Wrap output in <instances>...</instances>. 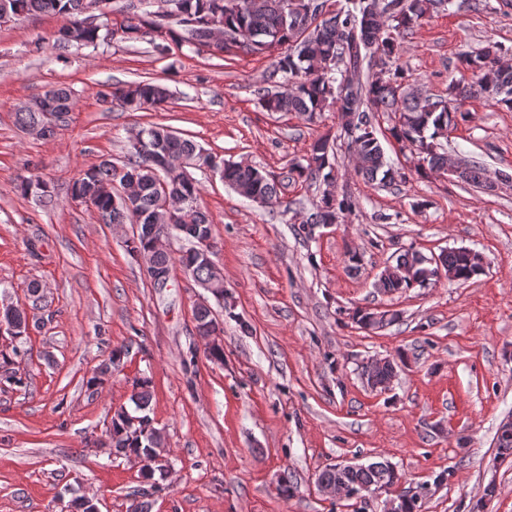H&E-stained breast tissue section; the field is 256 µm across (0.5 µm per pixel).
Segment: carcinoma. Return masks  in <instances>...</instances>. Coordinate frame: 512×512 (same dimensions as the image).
<instances>
[{
	"label": "carcinoma",
	"mask_w": 512,
	"mask_h": 512,
	"mask_svg": "<svg viewBox=\"0 0 512 512\" xmlns=\"http://www.w3.org/2000/svg\"><path fill=\"white\" fill-rule=\"evenodd\" d=\"M239 8H226L229 2ZM142 0H127L120 9V22L107 19L95 26L85 25L87 0H0V15L8 18L38 15H65L69 24L61 29L54 41L60 51L71 48L97 47L120 38L133 41L153 32L159 38L171 40L199 54L191 45L195 38L194 26L218 19L224 29V49L233 46L250 52L265 53L277 50L272 68L264 84L255 90L258 102L267 112H299L313 121L325 111L336 112L340 119H350L349 127L339 130L338 137L348 141L359 154L358 174L371 181L392 183L400 173L385 156L375 127L376 113L382 112L393 121L392 138L406 148L416 147L423 163L419 172L425 177L445 172L448 154L442 144L443 131L466 121L470 113L461 110L464 101L483 96L497 105L512 109V65L501 61L503 48L488 43L470 47L458 56L460 68L471 74L448 84L444 95H429L414 90L413 78L402 63L400 34L414 27L435 12L453 6L454 0H387L383 11L393 33H380L365 27L361 17L366 0H340L332 7L331 0H315L310 13L286 8L289 0H264V8L255 13L249 0H175L176 17L162 21V15L138 7ZM291 87L280 91L281 82ZM101 101L108 99L122 108L139 111L160 109L170 99L169 89L157 83L130 82L119 84L100 93ZM74 102L65 88H56L34 100L16 113L17 123L27 130L47 129L54 134L55 127L66 122ZM142 147L131 146L121 167L136 179V191L123 199L107 191L116 177L115 164L101 161L85 169L71 186L74 200L88 202L102 224H130L132 213H141L162 224L159 209L158 182L165 180L171 192L183 200L189 223L200 226L205 236L215 239L214 224L201 206L202 186L185 175H166L159 160L182 156L197 167L217 164L224 184L235 192L246 191L260 204L278 200L277 180L261 169L227 161L211 152L201 155V146L184 138L170 127L153 124L140 131ZM328 135L316 139L306 156L288 165V178L310 183L317 188L310 207L296 213L298 231L310 234L318 224H336L352 214L358 206L351 195L337 191L336 156ZM462 172L456 182L482 188L487 177L479 162L459 158ZM18 189L43 205L54 202L50 184L38 175L23 179ZM444 274L466 282L481 270V256L463 248L444 250L438 255ZM155 262L168 270L178 264L199 285L210 282L209 264L198 258L194 245L173 252L156 255ZM428 266L423 255L407 251L396 263L384 267L378 276L376 288L387 294L405 293L426 282ZM396 311H374L356 308L350 319L359 328L374 330L396 322ZM18 349L0 350V380L16 386L23 379L11 370ZM130 401L133 410L122 406L115 410L108 431L109 455L128 457L148 455L150 448L164 440L154 428L143 434L132 425V419L151 422L148 414L151 403L149 381L141 378L133 383ZM500 458L512 456V429L500 428L496 437ZM346 480L368 490L389 488L399 481V475L382 463L367 465L346 475Z\"/></svg>",
	"instance_id": "1"
}]
</instances>
